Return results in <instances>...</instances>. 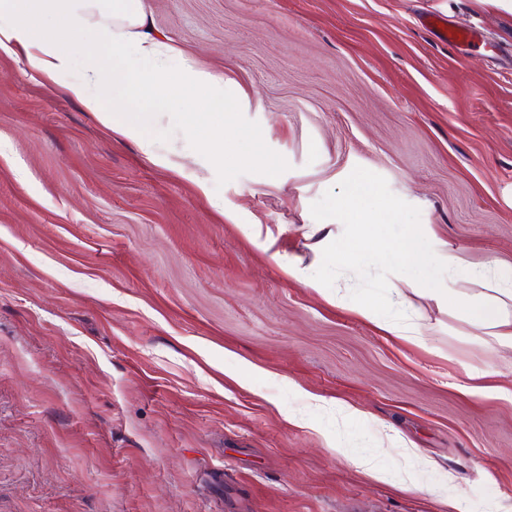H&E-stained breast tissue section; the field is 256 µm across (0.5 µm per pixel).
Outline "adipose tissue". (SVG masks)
<instances>
[{
    "instance_id": "1",
    "label": "adipose tissue",
    "mask_w": 512,
    "mask_h": 512,
    "mask_svg": "<svg viewBox=\"0 0 512 512\" xmlns=\"http://www.w3.org/2000/svg\"><path fill=\"white\" fill-rule=\"evenodd\" d=\"M20 50L41 74L97 113L106 127L164 162L158 140L127 118L138 100L167 93L172 60L169 47L147 26L142 0H0V54ZM114 52L128 58L126 69L113 70ZM78 68L83 71L79 78L74 75ZM400 251L413 265L434 262L447 265L460 278L478 275L455 250H424L416 233ZM439 295L464 307L498 348L512 351V311L452 287Z\"/></svg>"
}]
</instances>
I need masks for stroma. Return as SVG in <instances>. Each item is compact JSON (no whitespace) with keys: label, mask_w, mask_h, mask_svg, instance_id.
Instances as JSON below:
<instances>
[{"label":"stroma","mask_w":512,"mask_h":512,"mask_svg":"<svg viewBox=\"0 0 512 512\" xmlns=\"http://www.w3.org/2000/svg\"><path fill=\"white\" fill-rule=\"evenodd\" d=\"M143 3L179 116H135L168 163L0 55V512L512 506V364L491 337L395 275L399 336L356 310L354 275L288 272L342 235L310 206L361 166L433 249L484 269L455 288L512 310V7ZM430 11L472 44L437 40ZM184 59L223 76V107L182 84Z\"/></svg>","instance_id":"obj_1"}]
</instances>
